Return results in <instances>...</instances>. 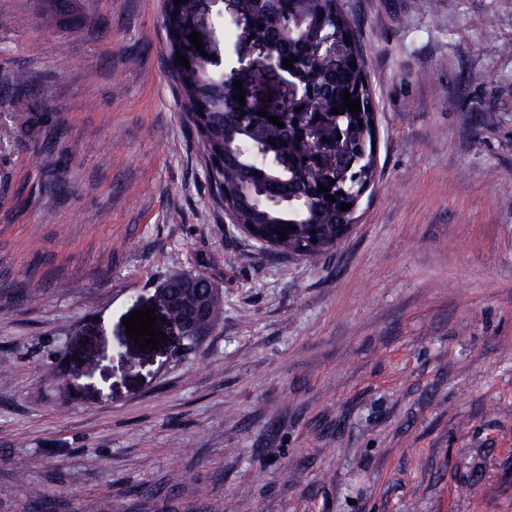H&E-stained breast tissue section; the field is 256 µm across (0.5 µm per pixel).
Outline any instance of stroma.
<instances>
[{"label": "stroma", "mask_w": 512, "mask_h": 512, "mask_svg": "<svg viewBox=\"0 0 512 512\" xmlns=\"http://www.w3.org/2000/svg\"><path fill=\"white\" fill-rule=\"evenodd\" d=\"M341 2L377 168L313 262L216 203L164 0H0V512H512V0ZM188 271L215 330L139 351Z\"/></svg>", "instance_id": "obj_1"}]
</instances>
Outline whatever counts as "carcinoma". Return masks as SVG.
<instances>
[{"mask_svg":"<svg viewBox=\"0 0 512 512\" xmlns=\"http://www.w3.org/2000/svg\"><path fill=\"white\" fill-rule=\"evenodd\" d=\"M210 10L206 0H169L163 15L168 67L180 86L189 128L202 145L208 181L225 209L235 213L237 225L251 230L264 247L315 259L350 231L361 190L374 183L373 94L354 31L340 0H235L234 27L226 30L235 58L228 61L208 21ZM237 28L297 88L278 115L282 128L234 98L233 83L241 80L245 65ZM194 31L205 57L189 40ZM344 38L351 40L344 56L331 61V46ZM178 53L190 67L180 64ZM293 56L299 60L290 70L282 61ZM346 90L361 101V111L349 112ZM334 107L340 113H332ZM326 138L336 141L332 201L318 188V148ZM344 202L352 204L350 210H340ZM291 224L296 229L280 240V228ZM186 288L204 291L209 285L197 273L177 274L157 292L158 306L173 323L185 318Z\"/></svg>","mask_w":512,"mask_h":512,"instance_id":"obj_1","label":"carcinoma"}]
</instances>
